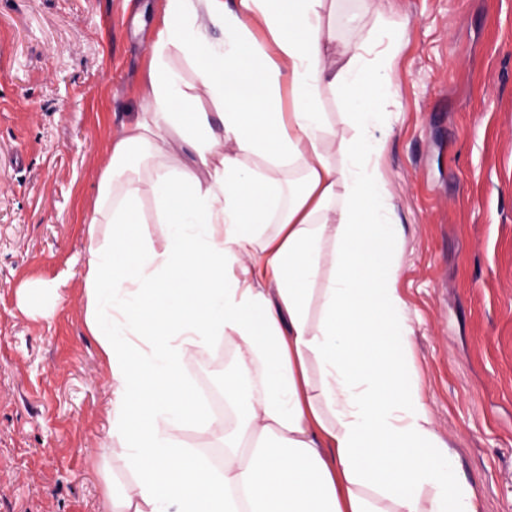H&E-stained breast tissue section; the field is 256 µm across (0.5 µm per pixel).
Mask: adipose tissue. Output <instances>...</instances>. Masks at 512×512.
<instances>
[{
  "label": "adipose tissue",
  "mask_w": 512,
  "mask_h": 512,
  "mask_svg": "<svg viewBox=\"0 0 512 512\" xmlns=\"http://www.w3.org/2000/svg\"><path fill=\"white\" fill-rule=\"evenodd\" d=\"M357 3L162 0L86 218L85 323L127 476L113 512H479L397 287L381 160L406 33L382 15L346 39L375 7ZM215 345L233 364L203 398L187 366Z\"/></svg>",
  "instance_id": "obj_1"
}]
</instances>
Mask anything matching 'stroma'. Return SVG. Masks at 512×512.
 I'll return each mask as SVG.
<instances>
[{
    "label": "stroma",
    "mask_w": 512,
    "mask_h": 512,
    "mask_svg": "<svg viewBox=\"0 0 512 512\" xmlns=\"http://www.w3.org/2000/svg\"><path fill=\"white\" fill-rule=\"evenodd\" d=\"M161 0H0V512H111L85 214L140 109ZM407 27L382 158L439 436L512 512V0H381Z\"/></svg>",
    "instance_id": "1"
}]
</instances>
